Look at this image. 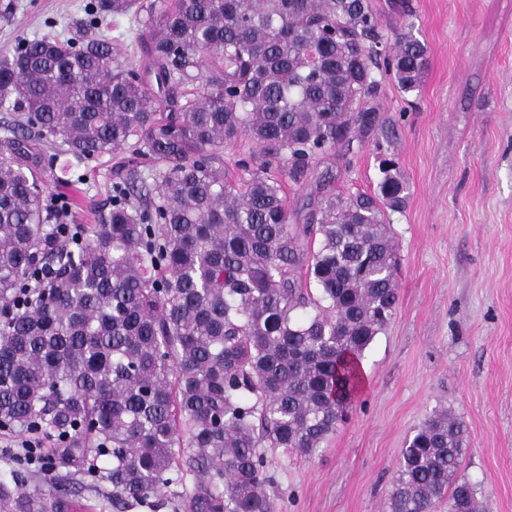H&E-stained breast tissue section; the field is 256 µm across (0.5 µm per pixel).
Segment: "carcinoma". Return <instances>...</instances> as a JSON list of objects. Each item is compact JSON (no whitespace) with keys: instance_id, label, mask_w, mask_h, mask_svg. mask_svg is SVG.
Here are the masks:
<instances>
[{"instance_id":"obj_1","label":"carcinoma","mask_w":512,"mask_h":512,"mask_svg":"<svg viewBox=\"0 0 512 512\" xmlns=\"http://www.w3.org/2000/svg\"><path fill=\"white\" fill-rule=\"evenodd\" d=\"M72 37L0 52V430L39 433L45 489L0 480V512L112 508L270 512L266 448L313 457L362 384L396 310L386 211L409 185L380 162L374 195L345 197L322 159L379 126L380 68L420 89L408 21L387 46L369 0H88ZM137 24L145 61L88 31ZM256 145L244 177L224 148ZM125 153L112 207L68 221L45 148ZM315 177L304 224L285 186ZM467 426L433 409L406 438L387 512H477L458 476ZM194 474L192 487L186 473ZM255 149V144L247 138H243L230 149L224 150V168L228 173L229 179H236L241 173L235 167V160L242 154L249 153Z\"/></svg>"}]
</instances>
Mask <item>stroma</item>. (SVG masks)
Masks as SVG:
<instances>
[{
    "mask_svg": "<svg viewBox=\"0 0 512 512\" xmlns=\"http://www.w3.org/2000/svg\"><path fill=\"white\" fill-rule=\"evenodd\" d=\"M87 0H0V49L66 36ZM385 33L415 22L429 64L420 90L384 79L380 127L327 160L336 192L376 193L381 155L410 186L391 214L399 302L362 360L348 420L314 457L267 452L272 512H384L406 437L435 408L468 427L461 476L482 512H512V0H371ZM97 32L119 61L140 57L133 22ZM109 153L70 167L52 194L92 224L112 202Z\"/></svg>",
    "mask_w": 512,
    "mask_h": 512,
    "instance_id": "35a3bbf8",
    "label": "stroma"
}]
</instances>
